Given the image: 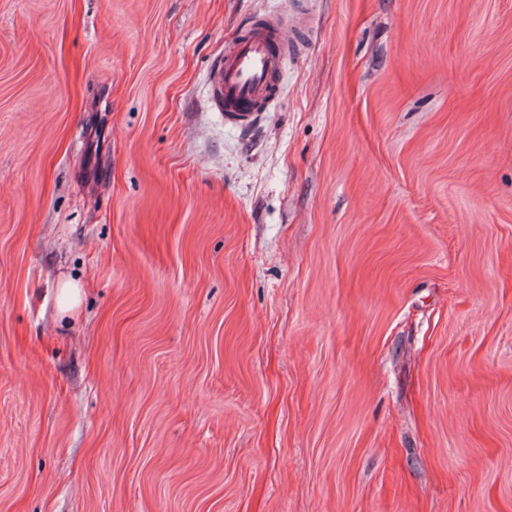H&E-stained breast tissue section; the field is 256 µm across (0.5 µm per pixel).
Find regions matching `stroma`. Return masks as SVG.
<instances>
[{"mask_svg": "<svg viewBox=\"0 0 512 512\" xmlns=\"http://www.w3.org/2000/svg\"><path fill=\"white\" fill-rule=\"evenodd\" d=\"M0 512H512V0H0ZM286 37V23L269 16L224 45L212 78V97L227 122L248 128L272 104L290 44ZM82 288L75 280H67L58 288L57 307L62 315L71 313L80 303Z\"/></svg>", "mask_w": 512, "mask_h": 512, "instance_id": "obj_1", "label": "stroma"}]
</instances>
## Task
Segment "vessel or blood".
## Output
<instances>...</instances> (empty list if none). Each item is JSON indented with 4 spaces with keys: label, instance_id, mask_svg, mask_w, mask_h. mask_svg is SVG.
Here are the masks:
<instances>
[{
    "label": "vessel or blood",
    "instance_id": "1",
    "mask_svg": "<svg viewBox=\"0 0 512 512\" xmlns=\"http://www.w3.org/2000/svg\"><path fill=\"white\" fill-rule=\"evenodd\" d=\"M289 42L277 16L255 21L224 47L212 78V97L227 122L250 127L277 94L276 78Z\"/></svg>",
    "mask_w": 512,
    "mask_h": 512
}]
</instances>
